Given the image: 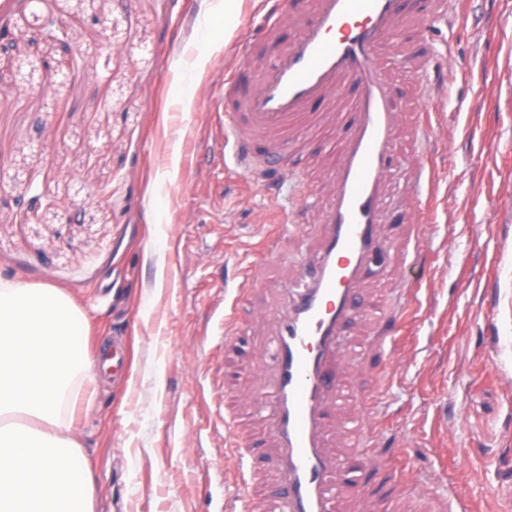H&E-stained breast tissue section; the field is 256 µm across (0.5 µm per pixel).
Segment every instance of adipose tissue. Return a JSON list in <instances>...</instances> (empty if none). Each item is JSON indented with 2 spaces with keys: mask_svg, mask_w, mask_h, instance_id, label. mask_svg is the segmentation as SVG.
Returning <instances> with one entry per match:
<instances>
[{
  "mask_svg": "<svg viewBox=\"0 0 512 512\" xmlns=\"http://www.w3.org/2000/svg\"><path fill=\"white\" fill-rule=\"evenodd\" d=\"M88 323L61 289L0 277V512H94V484L71 415L94 379Z\"/></svg>",
  "mask_w": 512,
  "mask_h": 512,
  "instance_id": "adipose-tissue-1",
  "label": "adipose tissue"
}]
</instances>
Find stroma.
Wrapping results in <instances>:
<instances>
[{
	"instance_id": "1",
	"label": "stroma",
	"mask_w": 512,
	"mask_h": 512,
	"mask_svg": "<svg viewBox=\"0 0 512 512\" xmlns=\"http://www.w3.org/2000/svg\"><path fill=\"white\" fill-rule=\"evenodd\" d=\"M225 11L219 0H0L17 45L0 53V277L62 289L90 324L91 350L118 337L129 351L127 379L79 386L95 512H224L235 493L224 475V277L263 252L265 215L300 207L313 159L296 164L275 207L225 174L198 105L221 97L236 40L268 6H232L230 40ZM50 17L76 29L71 52L38 38ZM432 46L465 66L435 115L459 139L436 158L427 210L437 286L419 293L385 401L426 457L405 471L406 494L420 479L443 494L453 481L472 512H495L512 501V393L495 382L512 371V208L492 206L512 196V0L489 29L438 25ZM490 64L493 85L479 79ZM486 140L494 154L480 153ZM488 280L501 288L492 343L472 322Z\"/></svg>"
}]
</instances>
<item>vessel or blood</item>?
<instances>
[{
	"mask_svg": "<svg viewBox=\"0 0 512 512\" xmlns=\"http://www.w3.org/2000/svg\"><path fill=\"white\" fill-rule=\"evenodd\" d=\"M468 22L463 0H272L268 20L237 45L216 105L225 172L259 175L272 202L295 157L319 161L302 200L311 229L298 243L295 288L254 306L290 235L283 224L224 291L225 339L254 338L242 381L226 388L235 413L224 469L243 512H383V503L384 512H411L393 470L408 453L405 436L384 426L383 392L358 383L372 368L390 379L402 361L396 336L419 307L423 193L436 173V145L451 148L459 138L456 127L433 125L436 93L457 83L458 61L425 44L435 25ZM403 71L419 78L409 109L399 102ZM401 166L404 191L390 218L384 203ZM376 261L399 308L375 291ZM483 299L475 322L494 338L498 289L484 288ZM103 357L113 377H125L122 340ZM246 430L262 451L259 485L238 446Z\"/></svg>",
	"mask_w": 512,
	"mask_h": 512,
	"instance_id": "b4317fda",
	"label": "vessel or blood"
}]
</instances>
